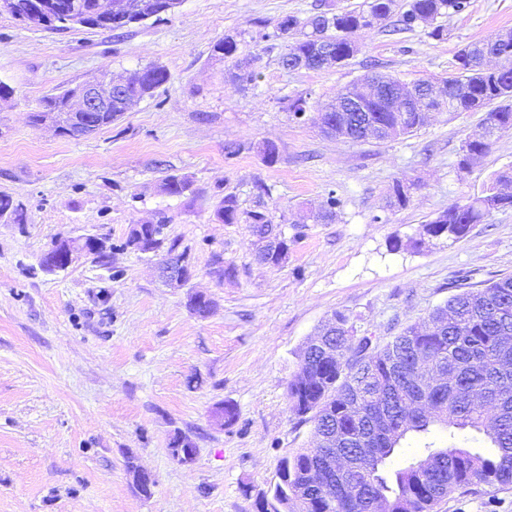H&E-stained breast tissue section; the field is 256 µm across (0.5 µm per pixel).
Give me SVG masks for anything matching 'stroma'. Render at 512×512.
<instances>
[{"instance_id":"35a3bbf8","label":"stroma","mask_w":512,"mask_h":512,"mask_svg":"<svg viewBox=\"0 0 512 512\" xmlns=\"http://www.w3.org/2000/svg\"><path fill=\"white\" fill-rule=\"evenodd\" d=\"M327 1L367 2L182 0L119 31L64 33L0 14V81L13 90L0 99V193L27 211L26 223L0 220V512H257L279 460L314 444L288 383L333 312L386 342L452 294L512 274L510 208L462 240L417 242L422 224L512 169V131L466 173L459 148L483 113L434 112L412 135L352 142L288 110L298 97L325 105L370 72L448 79L461 45L512 29V0H470L442 18L440 38L425 27L394 34L385 22L345 66L283 68L278 21ZM228 34L260 73L256 88L234 85L233 62L214 53ZM151 64L168 81L91 135L29 121L48 94ZM267 141L278 149L272 165L259 152ZM230 143L240 152L227 154ZM172 175L190 191L163 193ZM398 179L412 186L403 209L388 204ZM259 182L271 189L262 201ZM331 190L335 216L313 221ZM230 193L243 217L225 224L216 210ZM260 206L288 239L278 266L255 259L245 214ZM159 220L189 255L184 287L161 278L160 253L125 246L132 225ZM85 235L112 244L105 261L78 252L67 270L41 268L54 242ZM396 236L404 247L393 253ZM196 293L212 301L207 316L188 305ZM225 404L237 416L222 424L214 411ZM180 434L197 449L192 462L170 453ZM131 462L151 475L150 497L134 488ZM436 512H512V485L453 493Z\"/></svg>"}]
</instances>
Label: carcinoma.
<instances>
[{
	"label": "carcinoma",
	"instance_id": "cac0c4a2",
	"mask_svg": "<svg viewBox=\"0 0 512 512\" xmlns=\"http://www.w3.org/2000/svg\"><path fill=\"white\" fill-rule=\"evenodd\" d=\"M85 18L95 28L121 30L132 23L158 14L159 0H112L106 8L101 0H54ZM469 0H409L400 10L397 0H369L367 8L352 11L328 9L302 19L282 18L275 37L283 40L280 62L287 69L321 70L343 66L358 51L357 39L375 26L396 18L395 32L413 31L432 25L431 35L440 37L443 28L434 22L463 12ZM24 22L42 25L33 12L32 0H0V13ZM239 41L226 35L213 51L233 58ZM458 75L441 82L443 96L428 103L398 101L394 89L397 78L364 76L353 81L324 107L315 109L316 120L330 136L342 127L350 140H367L364 117L375 123V139L385 141L419 131L430 112H481L486 118L479 131L468 136L460 147L457 168L469 171L487 154L495 134L512 130V30L498 33L490 42L474 41L455 54ZM236 83H255L260 74L248 64L235 63ZM168 73L158 65L134 71L125 86V103L112 104V113L96 120L95 129L112 124L129 104L166 83ZM369 89L372 111L338 112L349 97ZM67 111L66 93L51 94L39 101L31 113L38 124L46 116ZM411 186L397 180L392 185L390 206L405 208ZM189 184L181 177H169L163 191L181 196ZM512 207V172L497 173L493 185L464 205L454 204L423 225L428 239L459 241L471 226L480 224L495 210ZM14 224L27 222L24 205L8 194H0V218ZM226 224L239 220L237 199L226 195L217 210ZM252 234L261 243L257 260L278 266L288 259V240L277 246L271 237L281 229L260 210L248 212ZM335 324L328 339L330 353L322 356L311 344L301 352L299 369L288 383L291 409L301 423H311L316 434L334 427L345 437L349 455L359 457L355 474L359 493L356 499L342 494L336 480L326 477L317 495H312L310 473L317 448L304 449L280 460L273 500L284 512H374L373 503L383 501L385 512H435L436 505L457 490L473 491L479 485H512V275L492 280L484 287L456 293L429 312L425 327L410 325L385 344L367 336L355 344L350 317L342 311L330 316ZM424 360L427 372L425 392L431 407L408 409L409 379ZM448 373V385L439 377ZM381 408L394 412L393 436L371 435V421ZM469 428L482 434L492 451L484 453L454 445L438 447L431 439L433 428ZM423 440L425 454L405 466L384 474L386 460L408 435Z\"/></svg>",
	"mask_w": 512,
	"mask_h": 512
}]
</instances>
